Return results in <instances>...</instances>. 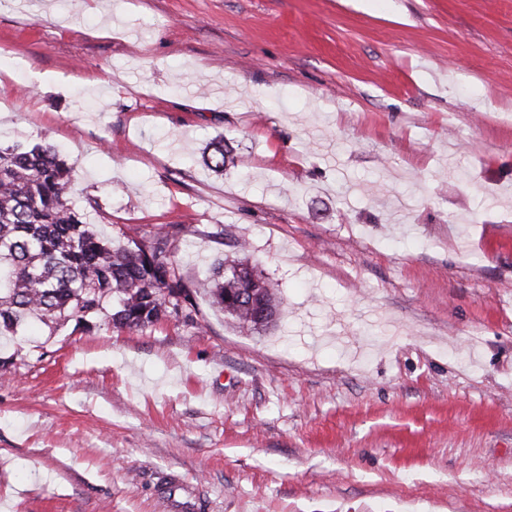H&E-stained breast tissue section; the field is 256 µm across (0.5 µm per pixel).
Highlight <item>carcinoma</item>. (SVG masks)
Instances as JSON below:
<instances>
[{
    "mask_svg": "<svg viewBox=\"0 0 512 512\" xmlns=\"http://www.w3.org/2000/svg\"><path fill=\"white\" fill-rule=\"evenodd\" d=\"M208 167L224 170V137L210 143ZM72 171L54 145L0 148V336L36 318L53 328L107 311L115 328L138 329L193 305L172 247L159 231L114 246L71 207ZM236 327L260 332L281 312L276 289L242 261L218 260L198 284Z\"/></svg>",
    "mask_w": 512,
    "mask_h": 512,
    "instance_id": "obj_1",
    "label": "carcinoma"
}]
</instances>
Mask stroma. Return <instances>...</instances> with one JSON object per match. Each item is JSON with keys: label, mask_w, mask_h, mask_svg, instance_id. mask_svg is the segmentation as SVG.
Wrapping results in <instances>:
<instances>
[{"label": "stroma", "mask_w": 512, "mask_h": 512, "mask_svg": "<svg viewBox=\"0 0 512 512\" xmlns=\"http://www.w3.org/2000/svg\"><path fill=\"white\" fill-rule=\"evenodd\" d=\"M42 137L195 307L0 338V512H512V0H6L0 146ZM197 288L209 290L212 302L241 332H260L275 324L281 312L276 289L242 261L214 262Z\"/></svg>", "instance_id": "35a3bbf8"}]
</instances>
